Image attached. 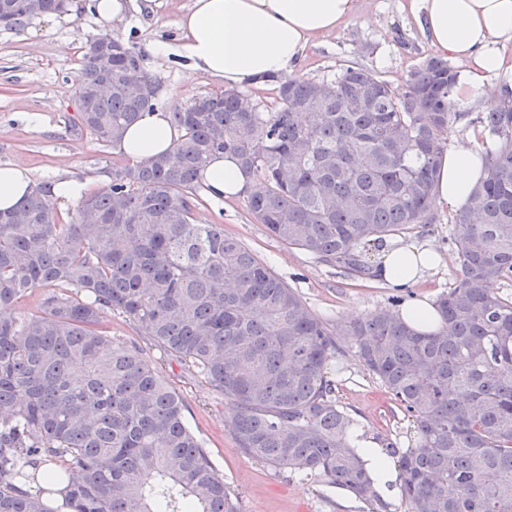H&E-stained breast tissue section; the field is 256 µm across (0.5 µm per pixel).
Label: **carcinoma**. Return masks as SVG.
<instances>
[{"instance_id":"obj_1","label":"carcinoma","mask_w":512,"mask_h":512,"mask_svg":"<svg viewBox=\"0 0 512 512\" xmlns=\"http://www.w3.org/2000/svg\"><path fill=\"white\" fill-rule=\"evenodd\" d=\"M66 7L0 0V31ZM139 68L120 38L83 58L78 125L114 150L156 106L127 88ZM457 77L441 55L413 65L402 92L353 65L330 81L262 76L274 103L236 89L195 98L172 113L173 148L113 168L71 222L46 183L0 210V308L42 289L37 313L0 318V512H56L59 483L69 512H240L183 396L109 334L108 312L204 380L247 456L382 512L326 375L350 353L416 424L411 447L388 444L405 512H512V298L499 291L512 279L511 89L481 120L496 144L452 229L460 274L437 299L438 333L387 309L333 326L224 225L194 220L199 172L222 152L251 176L245 205L271 236L376 277L369 250L435 221Z\"/></svg>"}]
</instances>
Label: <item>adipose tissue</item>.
Here are the masks:
<instances>
[{"mask_svg": "<svg viewBox=\"0 0 512 512\" xmlns=\"http://www.w3.org/2000/svg\"><path fill=\"white\" fill-rule=\"evenodd\" d=\"M421 23L431 46L463 66L455 99L465 105L482 93L487 76L512 67L500 51L512 43V0H421ZM354 0H193L178 26L189 76H207L226 87L249 85L257 77L288 73L311 39L335 32L353 15ZM179 136L171 113L145 112L125 132L121 148L131 160L144 162L173 147ZM486 158L468 146L446 152L436 175L433 203L463 210L482 180ZM205 193L221 201L244 195L250 179L238 163L216 155L202 171ZM34 187L23 162L0 166V209L14 206ZM441 256L427 242L381 248L377 264L381 282L409 286L439 268ZM351 443L364 461L376 493L387 502L400 494L399 470L389 449L354 426Z\"/></svg>", "mask_w": 512, "mask_h": 512, "instance_id": "ef3b65f1", "label": "adipose tissue"}]
</instances>
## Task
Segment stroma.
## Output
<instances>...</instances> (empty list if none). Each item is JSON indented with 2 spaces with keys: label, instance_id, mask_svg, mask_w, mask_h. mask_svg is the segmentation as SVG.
Wrapping results in <instances>:
<instances>
[{
  "label": "stroma",
  "instance_id": "obj_1",
  "mask_svg": "<svg viewBox=\"0 0 512 512\" xmlns=\"http://www.w3.org/2000/svg\"><path fill=\"white\" fill-rule=\"evenodd\" d=\"M121 21L103 29L92 0H70L68 12L48 15L17 31H0V166L23 161L36 183L68 175L85 180L89 190L106 186L116 156L111 146L80 133L74 89L82 66L81 52L103 32L132 42L137 50L162 41L172 53L156 76L167 87L160 108L174 112L196 97L223 91L207 77L186 79L178 52L182 35L177 20L192 0H122ZM433 49L410 0H355L353 17L335 33L320 36L308 46L290 73L306 79L336 77L342 65L355 64L378 73L397 90H404L409 69ZM453 212L442 211L437 223L413 233L441 253L444 264L414 288L415 296L438 298L455 282L459 265L448 229ZM199 224H220L237 236L272 271L296 288L310 308L331 324L387 309L396 291L377 280L352 278L315 257L272 237L248 213L244 199H205L195 212ZM114 339L137 343L162 376L189 404L187 423L203 442L217 472L239 499L240 512H359L360 503L346 490L301 477L289 478L247 457L238 448L227 420L228 410L205 382L184 374L180 365L137 335L117 314L105 317ZM338 404L350 419L363 422L379 443L411 446V419L394 406L380 382L353 356L333 359L327 366Z\"/></svg>",
  "mask_w": 512,
  "mask_h": 512
}]
</instances>
